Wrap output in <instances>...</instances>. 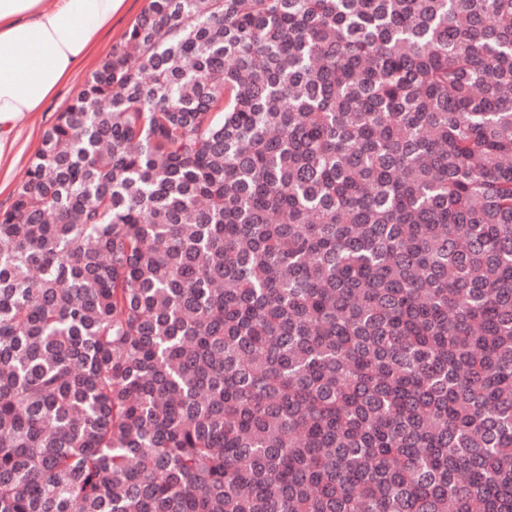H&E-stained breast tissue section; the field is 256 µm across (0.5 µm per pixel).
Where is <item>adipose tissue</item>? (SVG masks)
Returning <instances> with one entry per match:
<instances>
[{
    "mask_svg": "<svg viewBox=\"0 0 512 512\" xmlns=\"http://www.w3.org/2000/svg\"><path fill=\"white\" fill-rule=\"evenodd\" d=\"M124 0H0V164L17 122L40 111L94 48Z\"/></svg>",
    "mask_w": 512,
    "mask_h": 512,
    "instance_id": "ef3b65f1",
    "label": "adipose tissue"
}]
</instances>
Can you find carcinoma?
<instances>
[{
    "instance_id": "cac0c4a2",
    "label": "carcinoma",
    "mask_w": 512,
    "mask_h": 512,
    "mask_svg": "<svg viewBox=\"0 0 512 512\" xmlns=\"http://www.w3.org/2000/svg\"><path fill=\"white\" fill-rule=\"evenodd\" d=\"M0 512H512V0H148L0 209Z\"/></svg>"
}]
</instances>
